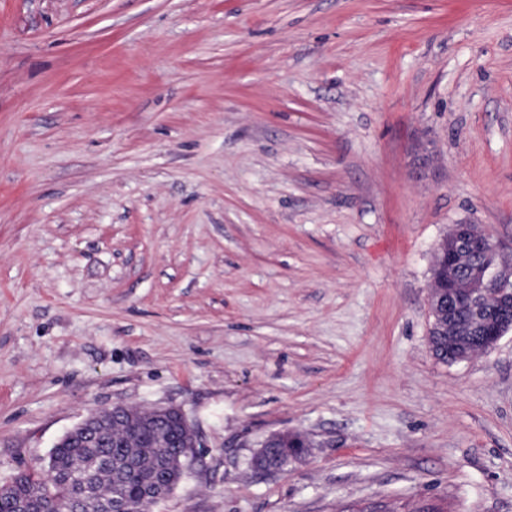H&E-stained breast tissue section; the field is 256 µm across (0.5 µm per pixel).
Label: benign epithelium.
<instances>
[{
  "label": "benign epithelium",
  "mask_w": 512,
  "mask_h": 512,
  "mask_svg": "<svg viewBox=\"0 0 512 512\" xmlns=\"http://www.w3.org/2000/svg\"><path fill=\"white\" fill-rule=\"evenodd\" d=\"M428 304L433 323L448 337L451 361L459 362L494 349L512 330V269L501 268L498 249L490 237L472 224H455L438 244ZM135 409L117 405L98 410L67 431L90 437L122 430ZM179 419L186 447L178 455L189 465L197 438L184 412L159 410ZM169 470H154L146 478L143 496L159 505L170 496Z\"/></svg>",
  "instance_id": "1"
}]
</instances>
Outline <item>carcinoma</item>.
<instances>
[{
    "mask_svg": "<svg viewBox=\"0 0 512 512\" xmlns=\"http://www.w3.org/2000/svg\"><path fill=\"white\" fill-rule=\"evenodd\" d=\"M156 421V427L119 437L105 448H81L79 437L64 439L55 446L46 468L26 472L17 485L10 482L0 487V512H13L15 501L22 503L25 512H71L74 487L68 476L89 470L93 472L92 493L85 498L81 512H102L100 502L108 497L123 501L127 512H151L143 500L141 483L158 455L165 451L171 456L174 484L183 476L177 465L178 449L157 447L165 434L176 435L177 426L160 417ZM278 438L283 457L297 452L299 436L284 433Z\"/></svg>",
    "mask_w": 512,
    "mask_h": 512,
    "instance_id": "cac0c4a2",
    "label": "carcinoma"
}]
</instances>
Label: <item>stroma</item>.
<instances>
[{"instance_id":"stroma-1","label":"stroma","mask_w":512,"mask_h":512,"mask_svg":"<svg viewBox=\"0 0 512 512\" xmlns=\"http://www.w3.org/2000/svg\"><path fill=\"white\" fill-rule=\"evenodd\" d=\"M455 224L512 266V0H0V485L178 407L158 512H512V331L430 349ZM158 412L160 415L161 414H170L173 417H177L179 419L181 426L183 428L182 430H183V436H184L186 447L184 448L182 453H180L178 455V460L183 458L184 459L183 464H184V467L186 468L191 462L192 456L195 453V448H198L196 435H195L193 429L191 428L189 422L187 421V418H186L184 412L181 409L175 408V407H168V408H162Z\"/></svg>"}]
</instances>
